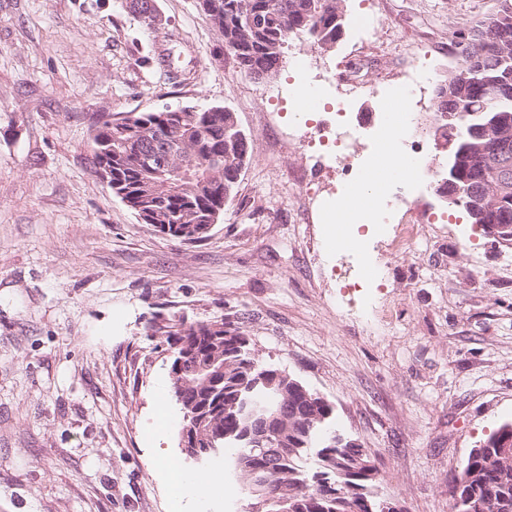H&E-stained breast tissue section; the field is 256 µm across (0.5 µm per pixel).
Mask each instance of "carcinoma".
<instances>
[{
	"instance_id": "carcinoma-1",
	"label": "carcinoma",
	"mask_w": 512,
	"mask_h": 512,
	"mask_svg": "<svg viewBox=\"0 0 512 512\" xmlns=\"http://www.w3.org/2000/svg\"><path fill=\"white\" fill-rule=\"evenodd\" d=\"M345 0H199L204 18L219 30L238 68L261 70L275 78L295 38L307 37L322 49L342 39ZM452 35L449 51L457 70L435 88V105L455 110L454 119L436 126V132L456 142L471 140L475 125L500 118L508 132L512 158V83L497 87L502 75H512V0H497L492 12L467 30ZM232 111L221 106L166 107L136 112L123 119L100 116L94 128L90 161L95 176L106 177L121 200L145 224L168 226L171 237L193 235L224 205L238 182V169L247 162L249 146L230 129ZM502 147L489 141L481 151L460 159L459 176L438 190L453 196L450 207H459L469 223L487 235L491 225H512V196L495 204L484 203L477 213L469 202L480 197L478 179H494ZM242 337L231 322L181 323L169 345L185 341L193 355L184 360L189 400L200 414L199 435H224V447L235 449L227 466L241 478L253 500L266 498L265 512H394L383 506L375 491L377 467L369 452L346 438H337L332 425L333 407L323 397L308 392L309 408L275 418L288 452L254 448L252 421L240 413L236 394L256 375L261 360L237 350L231 342ZM211 366L212 378L195 374L196 364ZM267 403L269 414L280 411V402L292 405L305 387L277 368ZM248 458L264 480L250 470H235L236 459ZM451 512H512V423L494 429L469 454L461 481L451 487Z\"/></svg>"
}]
</instances>
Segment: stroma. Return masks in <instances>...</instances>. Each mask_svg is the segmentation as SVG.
Wrapping results in <instances>:
<instances>
[{
  "label": "stroma",
  "instance_id": "obj_1",
  "mask_svg": "<svg viewBox=\"0 0 512 512\" xmlns=\"http://www.w3.org/2000/svg\"><path fill=\"white\" fill-rule=\"evenodd\" d=\"M148 30L123 0H0V512H171L160 456L209 486L190 512H248L223 460H187L170 405L164 326L235 322L258 357L328 400L336 427L379 468L404 512H450L449 482L471 448L512 423V248L435 194V221L391 212L360 249L309 198L289 135L300 88L330 76L370 84L417 55L430 85L452 72V33L496 0H345V35L325 50L293 40L276 79L240 72L196 0H155ZM365 14L377 32L361 35ZM225 106L250 161L208 240L161 235L90 170L98 114ZM276 112L281 120L264 121ZM377 269L369 288L345 272Z\"/></svg>",
  "mask_w": 512,
  "mask_h": 512
}]
</instances>
